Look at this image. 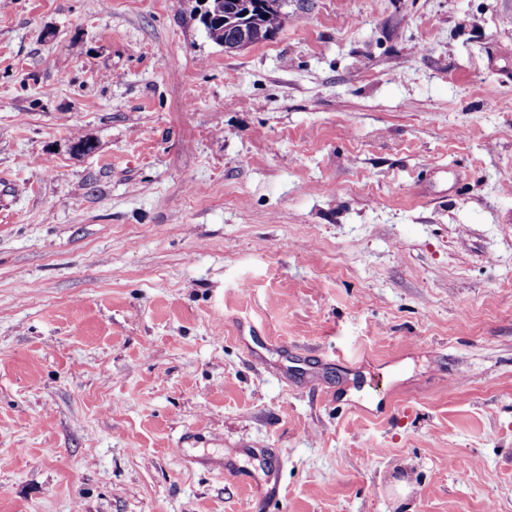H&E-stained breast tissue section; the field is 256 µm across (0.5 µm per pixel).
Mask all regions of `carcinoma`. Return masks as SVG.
<instances>
[{
    "mask_svg": "<svg viewBox=\"0 0 512 512\" xmlns=\"http://www.w3.org/2000/svg\"><path fill=\"white\" fill-rule=\"evenodd\" d=\"M210 22L204 25L208 37L215 43L232 48L224 22L230 18L243 25L250 33L251 43L265 41L282 26L280 8H272L270 0H209Z\"/></svg>",
    "mask_w": 512,
    "mask_h": 512,
    "instance_id": "1",
    "label": "carcinoma"
}]
</instances>
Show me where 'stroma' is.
<instances>
[{"mask_svg": "<svg viewBox=\"0 0 512 512\" xmlns=\"http://www.w3.org/2000/svg\"><path fill=\"white\" fill-rule=\"evenodd\" d=\"M196 6L0 0V512H512V0ZM208 4L211 11L210 22L204 24L208 37L216 44L223 45L225 49H235L229 43L226 31H224V22L226 18H231L237 23L235 25L233 39L237 46H245L268 40L282 26L283 15L280 11V5L273 9L269 3L270 0H205L203 5ZM268 14V17H265ZM237 26V27H236ZM250 33V37L247 31Z\"/></svg>", "mask_w": 512, "mask_h": 512, "instance_id": "obj_1", "label": "stroma"}]
</instances>
